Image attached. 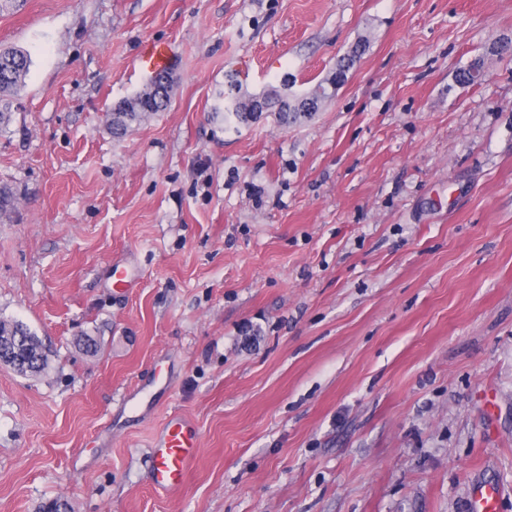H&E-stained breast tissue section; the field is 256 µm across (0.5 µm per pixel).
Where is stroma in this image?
I'll return each instance as SVG.
<instances>
[{"label":"stroma","mask_w":512,"mask_h":512,"mask_svg":"<svg viewBox=\"0 0 512 512\" xmlns=\"http://www.w3.org/2000/svg\"><path fill=\"white\" fill-rule=\"evenodd\" d=\"M512 0H15L32 60L0 133V512H512ZM318 112L229 133L234 76ZM170 55L164 111L106 114ZM484 56L481 78L459 81ZM137 272L112 285L113 264ZM134 393L132 408L120 400ZM184 484L151 486L170 414ZM43 343L35 332L18 320L0 318V351L16 353L24 361L18 372L38 375L48 367V355L44 356ZM199 453L196 431L174 414L152 444V481L159 491L176 489L184 482ZM498 498V492L492 483H476L470 490L468 510L469 512H496Z\"/></svg>","instance_id":"35a3bbf8"}]
</instances>
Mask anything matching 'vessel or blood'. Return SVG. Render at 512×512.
<instances>
[{
	"label": "vessel or blood",
	"instance_id": "vessel-or-blood-1",
	"mask_svg": "<svg viewBox=\"0 0 512 512\" xmlns=\"http://www.w3.org/2000/svg\"><path fill=\"white\" fill-rule=\"evenodd\" d=\"M199 453L196 431L180 416H170L152 444L153 485L168 491L184 482ZM498 492L488 482L474 484L470 490L469 512H496Z\"/></svg>",
	"mask_w": 512,
	"mask_h": 512
}]
</instances>
